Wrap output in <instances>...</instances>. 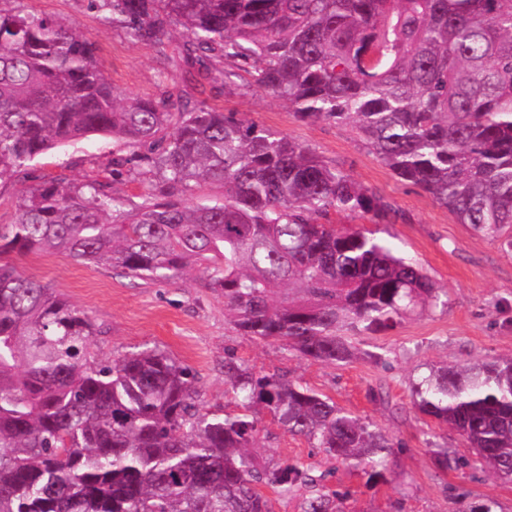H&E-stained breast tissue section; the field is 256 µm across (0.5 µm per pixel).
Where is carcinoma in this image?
<instances>
[{
	"label": "carcinoma",
	"instance_id": "1",
	"mask_svg": "<svg viewBox=\"0 0 512 512\" xmlns=\"http://www.w3.org/2000/svg\"><path fill=\"white\" fill-rule=\"evenodd\" d=\"M134 43L183 27L185 76L239 72L299 118L351 125L400 181L512 254V0H92ZM232 69L214 72V63ZM144 167L141 202L98 177L42 179L0 225V512H269L262 488L314 489L302 512L348 494L298 463L262 464L265 410L326 456L382 479L397 444L327 395L224 358L240 410L196 403L188 367L148 345L87 357L94 323L4 256L61 253L176 284L193 264L243 335L314 360L348 361L360 334L394 327L440 289L377 231L382 197L312 149L254 120L171 93L119 99L95 44L56 19L0 8V180L91 136ZM206 184L220 198L189 203ZM415 408L457 431L479 464L512 477V357L443 364ZM437 467L467 458L433 450Z\"/></svg>",
	"mask_w": 512,
	"mask_h": 512
}]
</instances>
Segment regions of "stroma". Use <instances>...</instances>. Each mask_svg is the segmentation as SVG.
Wrapping results in <instances>:
<instances>
[{"instance_id": "obj_1", "label": "stroma", "mask_w": 512, "mask_h": 512, "mask_svg": "<svg viewBox=\"0 0 512 512\" xmlns=\"http://www.w3.org/2000/svg\"><path fill=\"white\" fill-rule=\"evenodd\" d=\"M57 19L97 48L98 64L118 96L159 97L182 93L206 105L254 120L314 150L330 165L374 191L395 212L383 225L406 257L416 260L442 288V303L407 316L389 331L355 339L357 354L346 363L308 359L280 342H260L224 320V296L206 288L200 272L178 285L146 284L107 264L85 266L60 253L12 256L24 276L47 284L96 325L88 351L113 360L148 344L188 366L196 377L204 409L233 413L237 407L224 383V358L234 355L257 373L281 372L331 397L354 415L372 421L400 444L385 481L367 482L361 470L334 462L301 437L286 432L273 416L261 413L257 446L271 462L290 461L328 472L330 489L349 491L347 512H453L457 503L490 505L491 512H512V481L469 466L438 469L435 448L468 455L464 439L421 415L413 387L430 367L449 362L467 365L512 355V255L497 241L458 223L454 215L421 189L398 181L348 125L300 120L285 102L250 86L186 82L176 51L178 27L161 42L132 43L120 25H106L91 0H0ZM120 150L111 138L93 136L38 158L37 177L65 175L76 183L88 177L112 178L121 197L137 199L145 171L111 177ZM382 361H374V354Z\"/></svg>"}]
</instances>
